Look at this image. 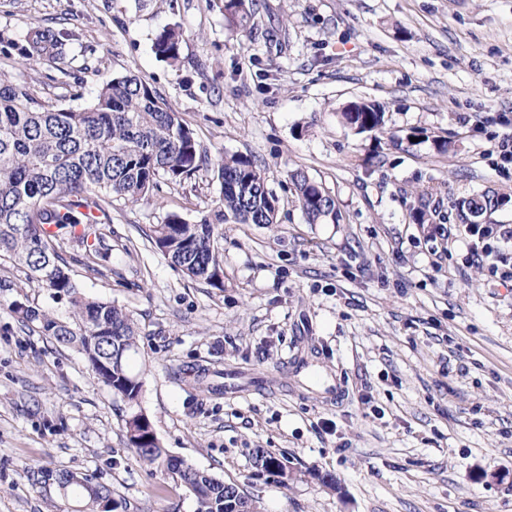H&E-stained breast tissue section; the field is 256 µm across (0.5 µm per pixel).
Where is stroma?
<instances>
[{
	"instance_id": "35a3bbf8",
	"label": "stroma",
	"mask_w": 512,
	"mask_h": 512,
	"mask_svg": "<svg viewBox=\"0 0 512 512\" xmlns=\"http://www.w3.org/2000/svg\"><path fill=\"white\" fill-rule=\"evenodd\" d=\"M169 26L180 60L156 57ZM73 35L65 57L29 64L35 28ZM0 75L38 101L77 108L119 74L143 77L211 160L250 156L280 200L274 224L222 226L224 287L185 279L146 238L168 213L215 206L212 168L112 208L100 274L72 266L87 296L137 320L139 407L163 448L238 484L262 512H512V0H257L229 29L224 0H0ZM385 107L382 130L341 120ZM333 195L340 220L310 224L289 175ZM485 192L494 237L465 229L457 202ZM425 207L447 242L415 223ZM483 244L482 263L470 258ZM0 512H85L32 468L92 476L126 512H198L180 481L129 447V406L76 350L10 303L17 286L67 319L0 260ZM236 392L215 394L217 382ZM336 425L332 435L321 430ZM274 452L289 486L255 476ZM331 476L336 489L320 479ZM342 122L357 134L381 130L385 122V109L374 102H351L340 113Z\"/></svg>"
}]
</instances>
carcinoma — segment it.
<instances>
[{"label":"carcinoma","mask_w":512,"mask_h":512,"mask_svg":"<svg viewBox=\"0 0 512 512\" xmlns=\"http://www.w3.org/2000/svg\"><path fill=\"white\" fill-rule=\"evenodd\" d=\"M254 18L253 0H224V20L245 29ZM181 32L163 29L154 39L157 57L179 60ZM71 35L37 31L20 45L0 33V43L39 63L63 54ZM342 122L361 134L384 126L385 109L374 102H351ZM202 155L190 128L159 102L156 91L135 75L104 82L81 108L41 104L24 86L0 77V257L27 271V279L53 301H67L69 318L25 304L11 307L38 325L41 335L73 347L104 386L129 406L138 404L140 377L130 369L137 352L138 326L124 308L83 294L70 274L79 265L99 274V259L111 250L112 202H137L157 188L158 179L180 183L198 172ZM221 192L213 210L190 223L172 212L153 226L151 242L190 280L224 289V257L218 246L222 224H276L279 198L268 187L264 169L244 155L217 163ZM298 205L310 224L339 220L336 202L323 185L301 171L291 175ZM499 196L485 193L468 201L482 217L498 208ZM128 445L141 461L170 475L194 494L200 512H259L257 498L238 485L169 455L151 420L137 412L124 419ZM254 467L283 486L294 479L271 451L258 448ZM88 512H118L122 502L102 484L84 494Z\"/></svg>","instance_id":"obj_1"}]
</instances>
